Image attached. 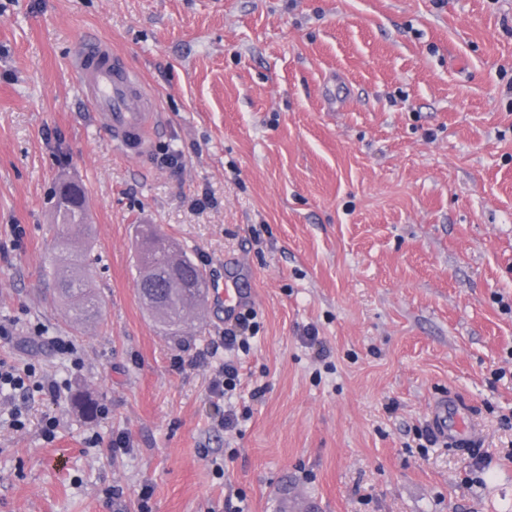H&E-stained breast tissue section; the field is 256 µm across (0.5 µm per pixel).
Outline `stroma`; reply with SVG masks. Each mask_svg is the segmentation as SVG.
I'll return each mask as SVG.
<instances>
[{"label": "stroma", "instance_id": "obj_1", "mask_svg": "<svg viewBox=\"0 0 512 512\" xmlns=\"http://www.w3.org/2000/svg\"><path fill=\"white\" fill-rule=\"evenodd\" d=\"M88 36L153 97L141 157L88 113ZM62 181L85 191L82 325ZM144 225L251 294L247 350L216 349L220 302L156 321ZM0 325V359L61 387L0 399V512H139L146 486L151 512H278L286 483L299 512H512V0H0ZM440 416L456 443L426 441ZM61 294L64 299L70 301L75 306L76 320L86 321L95 308V303L91 297V288L89 281L77 274L66 276L61 279ZM238 366L233 362H224V367L218 372L211 383V390L219 394L235 391L240 383Z\"/></svg>", "mask_w": 512, "mask_h": 512}]
</instances>
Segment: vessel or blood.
Wrapping results in <instances>:
<instances>
[{"instance_id":"b4317fda","label":"vessel or blood","mask_w":512,"mask_h":512,"mask_svg":"<svg viewBox=\"0 0 512 512\" xmlns=\"http://www.w3.org/2000/svg\"><path fill=\"white\" fill-rule=\"evenodd\" d=\"M73 64L92 116L109 134L112 146L129 157L143 155L158 129L151 96L139 74L99 39L85 38L75 47ZM213 298L223 300L227 319L250 305L232 284L211 285Z\"/></svg>"}]
</instances>
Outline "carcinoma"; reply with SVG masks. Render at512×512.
I'll return each mask as SVG.
<instances>
[{"mask_svg":"<svg viewBox=\"0 0 512 512\" xmlns=\"http://www.w3.org/2000/svg\"><path fill=\"white\" fill-rule=\"evenodd\" d=\"M55 225L56 238L73 256H78L80 248L79 233L84 227L83 188L70 184V191H56ZM145 253L138 259L140 270L139 292L154 294L159 297L160 305L154 307L166 327L180 325L191 307L200 302L205 291L200 288H185L183 281L188 278L201 279L202 274L196 265L185 256H173L163 239L158 237L151 227L141 230ZM61 294L64 299L75 306L76 320L86 321L95 308L91 297L89 281L77 274L63 276Z\"/></svg>","mask_w":512,"mask_h":512,"instance_id":"1","label":"carcinoma"}]
</instances>
